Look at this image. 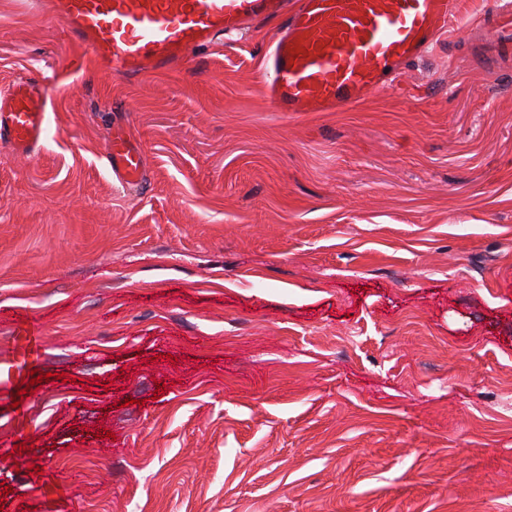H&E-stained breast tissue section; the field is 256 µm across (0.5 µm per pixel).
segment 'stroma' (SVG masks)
I'll list each match as a JSON object with an SVG mask.
<instances>
[{
    "label": "stroma",
    "mask_w": 512,
    "mask_h": 512,
    "mask_svg": "<svg viewBox=\"0 0 512 512\" xmlns=\"http://www.w3.org/2000/svg\"><path fill=\"white\" fill-rule=\"evenodd\" d=\"M274 36L74 74L49 0H0V88L50 94L31 156L0 143V512H512V65L449 38L275 112ZM104 161L115 180L125 189L137 188L145 178V161L140 148L116 129L115 123L113 132L111 124Z\"/></svg>",
    "instance_id": "1"
}]
</instances>
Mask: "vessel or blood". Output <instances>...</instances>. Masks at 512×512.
<instances>
[{"mask_svg": "<svg viewBox=\"0 0 512 512\" xmlns=\"http://www.w3.org/2000/svg\"><path fill=\"white\" fill-rule=\"evenodd\" d=\"M74 52L122 77H150L209 52L217 34L276 24L261 79L276 112H334L387 91L451 32L457 0H52ZM486 58L512 49V0L472 25ZM50 102L33 76L0 89V142L27 154L40 143ZM129 190L145 178L140 148L113 130L104 156Z\"/></svg>", "mask_w": 512, "mask_h": 512, "instance_id": "b4317fda", "label": "vessel or blood"}]
</instances>
